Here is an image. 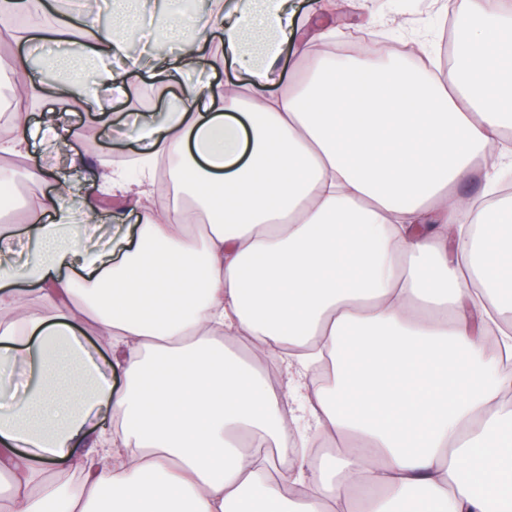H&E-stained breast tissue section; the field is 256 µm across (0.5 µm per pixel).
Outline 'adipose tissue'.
<instances>
[{"label":"adipose tissue","mask_w":512,"mask_h":512,"mask_svg":"<svg viewBox=\"0 0 512 512\" xmlns=\"http://www.w3.org/2000/svg\"><path fill=\"white\" fill-rule=\"evenodd\" d=\"M46 11L0 0V24L25 16L30 38L125 61L58 96L127 85L139 60L123 17L61 13L46 29ZM455 14L471 20L457 63L416 73L374 40L356 58L320 55L329 16L297 18L289 0H208L190 30L155 40L153 67L175 80L206 68L218 35L244 79L185 88L130 132L195 207L148 206L115 182L137 237L93 253L62 178L23 225H0V376L21 359L38 377L0 405L8 512H512V378L498 372L512 360V221H499L512 197L498 192L512 0H457ZM287 48L302 78L256 94ZM47 92L29 83L0 138L37 185L51 166L29 149L28 115ZM478 168L483 193H458ZM88 329L110 363L86 349ZM104 413L116 430L78 453ZM62 463L75 483L52 480Z\"/></svg>","instance_id":"adipose-tissue-1"}]
</instances>
